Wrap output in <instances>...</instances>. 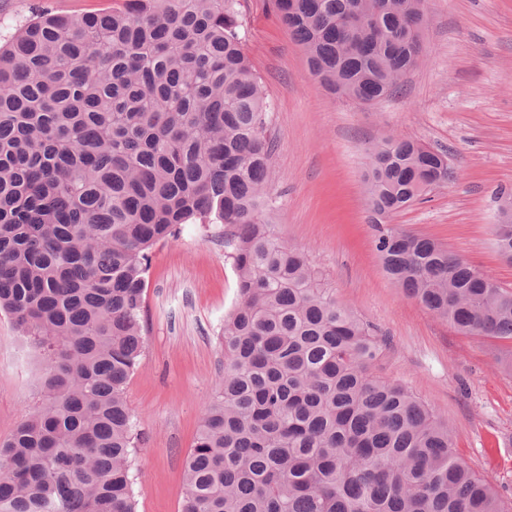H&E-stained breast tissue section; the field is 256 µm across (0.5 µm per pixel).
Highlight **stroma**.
Instances as JSON below:
<instances>
[{
  "mask_svg": "<svg viewBox=\"0 0 512 512\" xmlns=\"http://www.w3.org/2000/svg\"><path fill=\"white\" fill-rule=\"evenodd\" d=\"M245 50L274 110L276 230L305 250L323 283L384 339L373 366L447 420L459 457L512 510V370L386 276L365 195L368 150L390 136L446 154L450 180L389 223L445 244L512 288L491 244L493 194L512 191V0H426L422 53L394 95L359 105L330 95L269 0H239ZM107 0H0V26L35 6L78 14ZM222 225H185L152 253L144 359L128 386L143 439L137 512H180L184 460L224 366V318L238 297ZM37 352L0 313V441L40 396Z\"/></svg>",
  "mask_w": 512,
  "mask_h": 512,
  "instance_id": "stroma-1",
  "label": "stroma"
}]
</instances>
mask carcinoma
I'll return each instance as SVG.
<instances>
[{"label":"carcinoma","mask_w":512,"mask_h":512,"mask_svg":"<svg viewBox=\"0 0 512 512\" xmlns=\"http://www.w3.org/2000/svg\"><path fill=\"white\" fill-rule=\"evenodd\" d=\"M424 0H272L311 74L368 104L418 61ZM238 0L37 10L0 37V312L42 387L0 443V512H136L151 251L224 224L238 302L224 369L184 462L181 512H508L448 423L372 371L381 340L270 220L273 110ZM375 249L405 296L484 344L512 343V291L384 218L451 177L445 154L369 150ZM492 244L512 260V193Z\"/></svg>","instance_id":"carcinoma-1"}]
</instances>
